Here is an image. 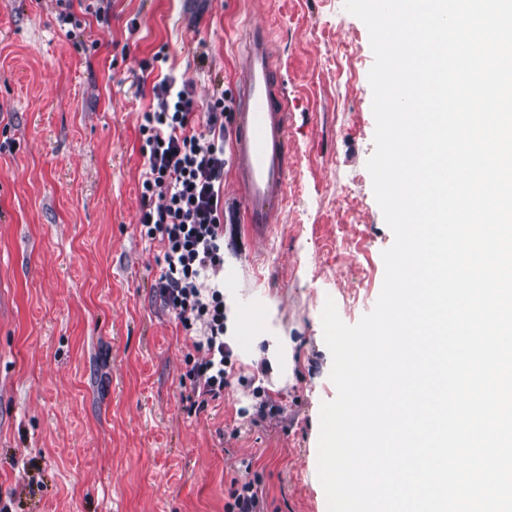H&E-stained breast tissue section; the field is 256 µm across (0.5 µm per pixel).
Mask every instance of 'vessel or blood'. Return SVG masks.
Returning a JSON list of instances; mask_svg holds the SVG:
<instances>
[{"instance_id":"vessel-or-blood-1","label":"vessel or blood","mask_w":512,"mask_h":512,"mask_svg":"<svg viewBox=\"0 0 512 512\" xmlns=\"http://www.w3.org/2000/svg\"><path fill=\"white\" fill-rule=\"evenodd\" d=\"M276 78L267 32L249 28L235 78L231 149L238 182L234 210L239 223L256 235L273 224L291 174L288 98L278 90Z\"/></svg>"}]
</instances>
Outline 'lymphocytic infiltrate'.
Wrapping results in <instances>:
<instances>
[{
  "mask_svg": "<svg viewBox=\"0 0 512 512\" xmlns=\"http://www.w3.org/2000/svg\"><path fill=\"white\" fill-rule=\"evenodd\" d=\"M140 128L146 205L140 230L163 248L154 284L161 302L185 330H197L193 346L203 357L187 373L194 409L223 398L224 365V111L223 94L206 108L192 82L164 76Z\"/></svg>",
  "mask_w": 512,
  "mask_h": 512,
  "instance_id": "lymphocytic-infiltrate-1",
  "label": "lymphocytic infiltrate"
}]
</instances>
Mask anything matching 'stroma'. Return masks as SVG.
I'll use <instances>...</instances> for the list:
<instances>
[{"label":"stroma","mask_w":512,"mask_h":512,"mask_svg":"<svg viewBox=\"0 0 512 512\" xmlns=\"http://www.w3.org/2000/svg\"><path fill=\"white\" fill-rule=\"evenodd\" d=\"M270 31L294 167L275 224L224 226L221 400L190 409L195 332L156 297L141 237L140 126L152 85L234 92L248 25ZM162 60H155V53ZM365 24L343 0H0V507L224 512L254 479L267 512H327L319 412L334 400L321 313L373 310L394 235L366 163L375 119ZM275 418L254 423L260 399Z\"/></svg>","instance_id":"1"}]
</instances>
